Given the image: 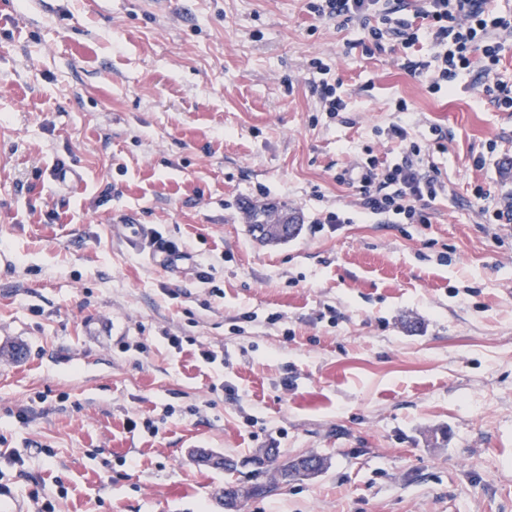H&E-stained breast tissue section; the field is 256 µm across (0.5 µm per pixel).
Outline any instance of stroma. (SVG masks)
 <instances>
[{
    "mask_svg": "<svg viewBox=\"0 0 512 512\" xmlns=\"http://www.w3.org/2000/svg\"><path fill=\"white\" fill-rule=\"evenodd\" d=\"M308 4L0 0L16 498L38 483L55 512H223L225 482L273 448L326 467L241 512H512V226L481 212L512 209V112L480 68L430 93L400 40L367 51L358 23ZM324 81L344 111L325 112ZM413 142L446 186L429 223L361 213L358 167ZM70 163L82 184L56 181ZM271 202L300 231L263 245L245 212ZM339 208L350 223L325 224ZM147 229L178 242V270Z\"/></svg>",
    "mask_w": 512,
    "mask_h": 512,
    "instance_id": "35a3bbf8",
    "label": "stroma"
}]
</instances>
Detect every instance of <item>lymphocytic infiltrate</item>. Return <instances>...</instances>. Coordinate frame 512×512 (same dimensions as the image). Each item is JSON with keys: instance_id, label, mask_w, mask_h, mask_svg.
Here are the masks:
<instances>
[{"instance_id": "obj_1", "label": "lymphocytic infiltrate", "mask_w": 512, "mask_h": 512, "mask_svg": "<svg viewBox=\"0 0 512 512\" xmlns=\"http://www.w3.org/2000/svg\"><path fill=\"white\" fill-rule=\"evenodd\" d=\"M490 0H422L415 11L417 25L394 28L392 11L381 0H313L310 9L324 19L358 21L368 29L374 46L398 33L405 48L428 35L436 49L432 61L409 59L405 70L428 78L433 92L451 89L481 55L485 73L497 71L508 38L512 15H496ZM410 159L384 168L365 166L359 180L360 207L371 215L392 214L409 224H425L427 206L443 192L437 177L424 171L421 149L410 144Z\"/></svg>"}]
</instances>
